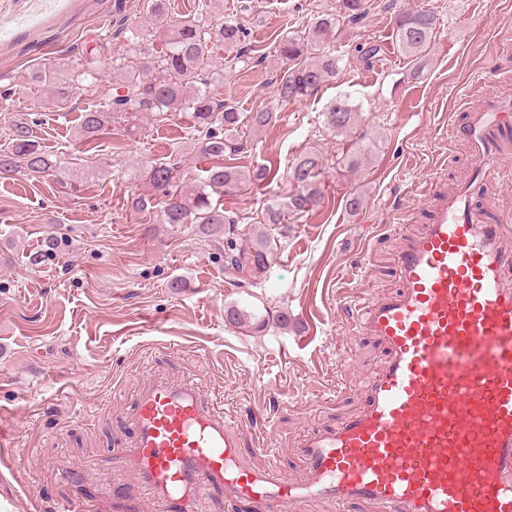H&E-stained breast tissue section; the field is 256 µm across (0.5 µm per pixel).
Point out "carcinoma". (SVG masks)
Returning <instances> with one entry per match:
<instances>
[{"mask_svg":"<svg viewBox=\"0 0 512 512\" xmlns=\"http://www.w3.org/2000/svg\"><path fill=\"white\" fill-rule=\"evenodd\" d=\"M348 22L356 24L366 14L364 0H342ZM209 3L203 2L193 13L173 20L161 50L150 52L138 48L139 57L122 53L112 56V83L104 87L97 103L81 110L77 117L79 139L109 134L112 122L136 113L154 114L164 121L175 112L192 113V142L198 154L212 160L194 189L180 188V165L171 160L157 161L147 168L146 178L152 186L149 195L131 200L138 212L155 215L160 224H196L198 230L216 243L224 245V265L235 270L250 269L263 273L269 240H260L249 248L239 247L232 238L235 217L219 204L212 203L214 193L233 190L242 180L267 182L275 178L272 165H261L249 176L224 165V153H237L243 144L237 138L241 124L253 129L269 125L274 113L268 109L243 116L237 108L216 97L214 81L224 78V69H216L210 57L217 49L236 53L244 63L251 59L246 49L247 36L231 22L214 23L209 19ZM169 15V0H150L146 24L155 25ZM336 29V15L322 14L308 33L285 36L279 43V56L289 67L277 81L276 95L281 102H295L314 95L325 83L336 78L341 59L329 51L311 58L304 57L312 43H320ZM436 29V16L429 10H409L397 14L396 41L408 57L419 59L429 47ZM324 126L332 132L346 134L356 123L355 109L348 100L339 98L321 113ZM6 147L0 148V179L19 176L58 177L62 159L43 149L34 139L28 122L22 118L7 121ZM322 163L314 152L302 153L290 167L291 192L287 201L272 200L261 212V224H281L285 212L302 214L313 210L321 201L320 175ZM233 316V324L260 327L263 319L237 305L225 307Z\"/></svg>","mask_w":512,"mask_h":512,"instance_id":"cac0c4a2","label":"carcinoma"}]
</instances>
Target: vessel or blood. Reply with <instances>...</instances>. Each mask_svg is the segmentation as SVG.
I'll return each mask as SVG.
<instances>
[{
    "label": "vessel or blood",
    "instance_id": "obj_1",
    "mask_svg": "<svg viewBox=\"0 0 512 512\" xmlns=\"http://www.w3.org/2000/svg\"><path fill=\"white\" fill-rule=\"evenodd\" d=\"M465 112L454 135L473 180L434 191L429 224L399 247L398 292L353 311L388 350L362 411L307 436L305 469L288 478L243 465L240 420L198 387L145 377L124 417L133 436L110 462L163 512H199L212 495L246 512H295L315 497L380 512H512V240L483 213L504 180L512 93Z\"/></svg>",
    "mask_w": 512,
    "mask_h": 512
}]
</instances>
